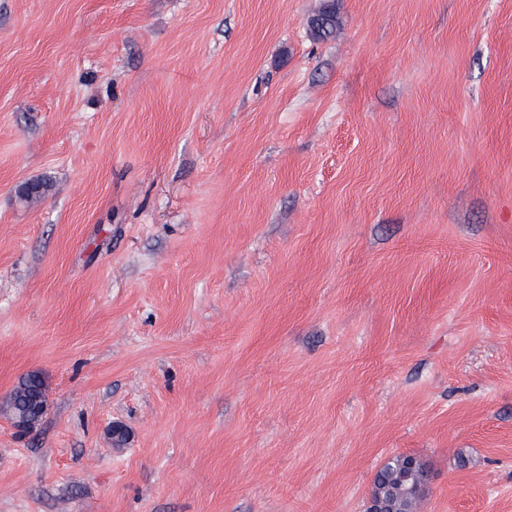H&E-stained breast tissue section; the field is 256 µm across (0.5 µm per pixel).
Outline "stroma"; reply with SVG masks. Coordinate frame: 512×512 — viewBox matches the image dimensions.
I'll list each match as a JSON object with an SVG mask.
<instances>
[{
	"instance_id": "35a3bbf8",
	"label": "stroma",
	"mask_w": 512,
	"mask_h": 512,
	"mask_svg": "<svg viewBox=\"0 0 512 512\" xmlns=\"http://www.w3.org/2000/svg\"><path fill=\"white\" fill-rule=\"evenodd\" d=\"M327 1L0 0V512H512V0ZM391 463H396L401 471L398 487L394 491L395 497L389 499L385 498L382 493H377L372 497L370 511L417 512L418 495L414 493L413 488L417 484H425L428 480V474L422 471L419 463L410 456L398 457L388 462L384 467Z\"/></svg>"
}]
</instances>
